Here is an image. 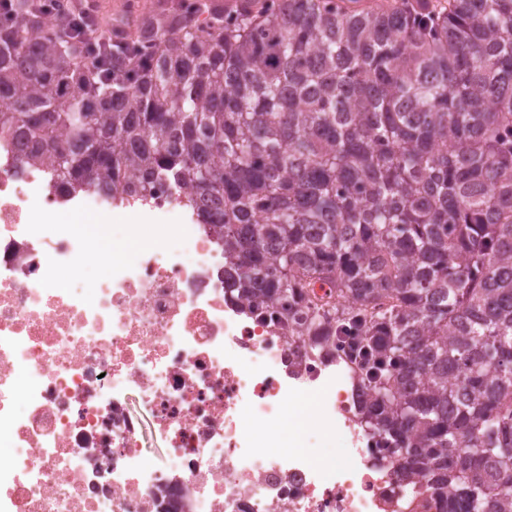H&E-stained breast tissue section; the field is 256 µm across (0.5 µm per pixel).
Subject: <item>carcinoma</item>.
Segmentation results:
<instances>
[{"label": "carcinoma", "instance_id": "carcinoma-1", "mask_svg": "<svg viewBox=\"0 0 512 512\" xmlns=\"http://www.w3.org/2000/svg\"><path fill=\"white\" fill-rule=\"evenodd\" d=\"M11 3L15 167L123 201L174 190L224 250L227 299L314 355L351 338L375 467L447 512H512V0L152 14L108 77L83 63L92 26L58 40Z\"/></svg>", "mask_w": 512, "mask_h": 512}]
</instances>
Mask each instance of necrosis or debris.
Instances as JSON below:
<instances>
[{"label": "necrosis or debris", "mask_w": 512, "mask_h": 512, "mask_svg": "<svg viewBox=\"0 0 512 512\" xmlns=\"http://www.w3.org/2000/svg\"><path fill=\"white\" fill-rule=\"evenodd\" d=\"M113 208L0 154V512H445L374 467L345 343L326 361L230 306L204 225L151 221L176 195ZM107 213L108 249L69 220Z\"/></svg>", "instance_id": "4bbe7bcc"}]
</instances>
